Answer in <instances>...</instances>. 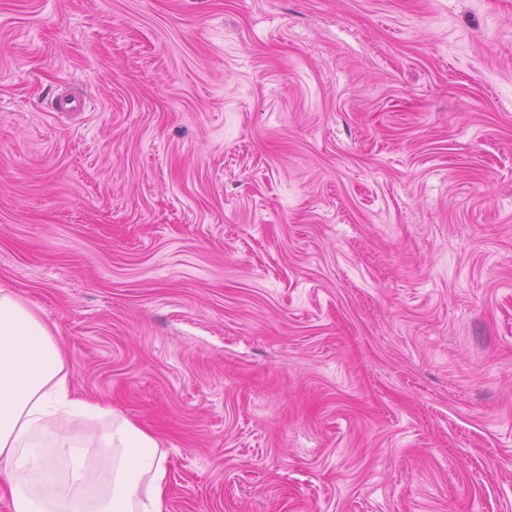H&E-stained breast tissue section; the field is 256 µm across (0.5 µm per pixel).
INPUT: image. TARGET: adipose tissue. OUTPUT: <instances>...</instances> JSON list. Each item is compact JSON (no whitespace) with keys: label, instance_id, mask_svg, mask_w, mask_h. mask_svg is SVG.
Segmentation results:
<instances>
[{"label":"adipose tissue","instance_id":"1","mask_svg":"<svg viewBox=\"0 0 512 512\" xmlns=\"http://www.w3.org/2000/svg\"><path fill=\"white\" fill-rule=\"evenodd\" d=\"M99 420L109 461L86 484L76 421ZM157 440L111 407L78 396L50 330L0 289V478L11 512H164L167 471Z\"/></svg>","mask_w":512,"mask_h":512}]
</instances>
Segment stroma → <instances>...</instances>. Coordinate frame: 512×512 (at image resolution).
Here are the masks:
<instances>
[{
	"instance_id": "obj_1",
	"label": "stroma",
	"mask_w": 512,
	"mask_h": 512,
	"mask_svg": "<svg viewBox=\"0 0 512 512\" xmlns=\"http://www.w3.org/2000/svg\"><path fill=\"white\" fill-rule=\"evenodd\" d=\"M1 288L164 512H512V0H0Z\"/></svg>"
}]
</instances>
